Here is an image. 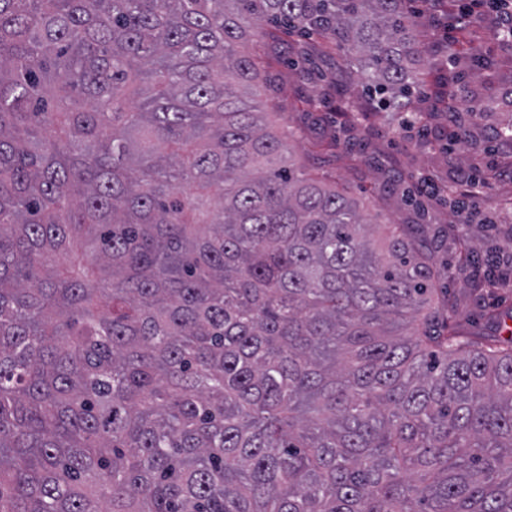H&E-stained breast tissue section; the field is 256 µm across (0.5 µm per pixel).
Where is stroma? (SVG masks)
Returning a JSON list of instances; mask_svg holds the SVG:
<instances>
[{
	"mask_svg": "<svg viewBox=\"0 0 512 512\" xmlns=\"http://www.w3.org/2000/svg\"><path fill=\"white\" fill-rule=\"evenodd\" d=\"M494 18L473 29L457 52L459 84L464 97H448L445 58L433 46L443 28L423 17L418 30L421 64L419 92L409 107L419 112L427 136L403 131V113L375 111L360 82L348 79L343 53L332 39L317 36L311 57L296 55L301 39L282 34L264 40L268 61L255 90L272 122L302 130L295 152L307 161L309 173L325 174L354 195L365 196L370 214L382 224H425L438 232V265L453 268L442 280L456 305L458 320L471 330H483L487 313L506 317L512 326V288L482 294L472 268H460L459 245L467 243L473 260L512 244V140L500 131L512 124V47L495 35ZM462 126L456 146L448 130ZM476 172L481 181L479 205L490 216L487 224H463L446 200L410 202L407 192L420 177L442 183Z\"/></svg>",
	"mask_w": 512,
	"mask_h": 512,
	"instance_id": "obj_1",
	"label": "stroma"
}]
</instances>
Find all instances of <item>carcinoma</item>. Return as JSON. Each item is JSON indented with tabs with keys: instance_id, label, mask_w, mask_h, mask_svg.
<instances>
[{
	"instance_id": "cac0c4a2",
	"label": "carcinoma",
	"mask_w": 512,
	"mask_h": 512,
	"mask_svg": "<svg viewBox=\"0 0 512 512\" xmlns=\"http://www.w3.org/2000/svg\"><path fill=\"white\" fill-rule=\"evenodd\" d=\"M266 22L417 88L405 0H0V512H512V338L297 164Z\"/></svg>"
}]
</instances>
